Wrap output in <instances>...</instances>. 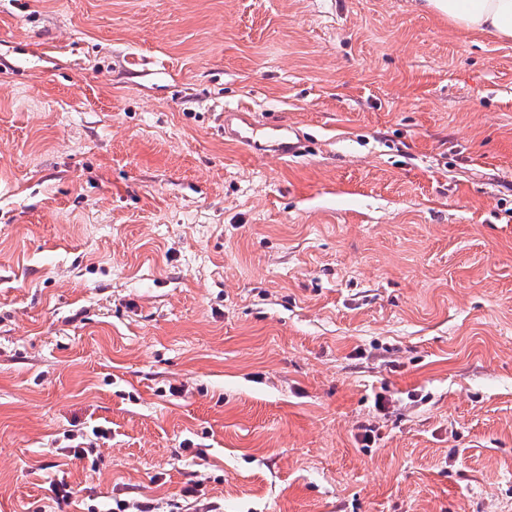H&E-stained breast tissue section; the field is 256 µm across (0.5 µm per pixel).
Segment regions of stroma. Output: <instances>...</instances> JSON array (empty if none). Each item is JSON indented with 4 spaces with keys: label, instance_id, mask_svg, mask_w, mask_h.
Listing matches in <instances>:
<instances>
[{
    "label": "stroma",
    "instance_id": "stroma-1",
    "mask_svg": "<svg viewBox=\"0 0 512 512\" xmlns=\"http://www.w3.org/2000/svg\"><path fill=\"white\" fill-rule=\"evenodd\" d=\"M119 496L512 512V42L416 0H0V512ZM240 118L246 125L237 127L234 120ZM266 131H257V126L239 110L224 113V136L230 135L258 155L270 153L281 159L293 157L297 144L288 137V126H268Z\"/></svg>",
    "mask_w": 512,
    "mask_h": 512
}]
</instances>
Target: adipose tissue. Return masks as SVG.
<instances>
[{
  "label": "adipose tissue",
  "mask_w": 512,
  "mask_h": 512,
  "mask_svg": "<svg viewBox=\"0 0 512 512\" xmlns=\"http://www.w3.org/2000/svg\"><path fill=\"white\" fill-rule=\"evenodd\" d=\"M422 7L452 28L512 40V0H422Z\"/></svg>",
  "instance_id": "adipose-tissue-1"
}]
</instances>
